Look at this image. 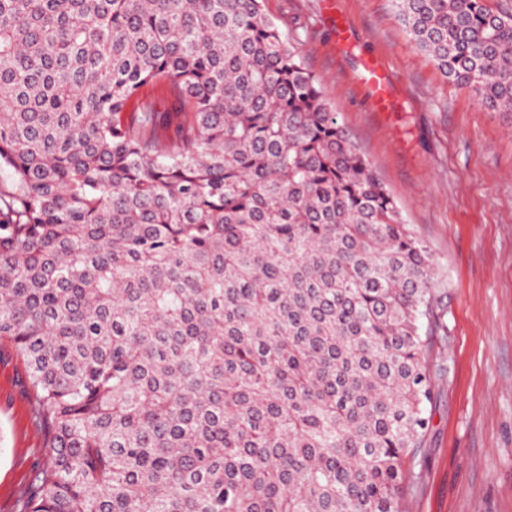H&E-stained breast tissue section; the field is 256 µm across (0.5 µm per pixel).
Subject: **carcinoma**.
Segmentation results:
<instances>
[{
    "mask_svg": "<svg viewBox=\"0 0 512 512\" xmlns=\"http://www.w3.org/2000/svg\"><path fill=\"white\" fill-rule=\"evenodd\" d=\"M392 4L512 111V13ZM433 265L261 0H0V345L45 434L17 512H407Z\"/></svg>",
    "mask_w": 512,
    "mask_h": 512,
    "instance_id": "cac0c4a2",
    "label": "carcinoma"
}]
</instances>
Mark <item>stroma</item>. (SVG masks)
Returning a JSON list of instances; mask_svg holds the SVG:
<instances>
[{"label": "stroma", "mask_w": 512, "mask_h": 512, "mask_svg": "<svg viewBox=\"0 0 512 512\" xmlns=\"http://www.w3.org/2000/svg\"><path fill=\"white\" fill-rule=\"evenodd\" d=\"M262 0L282 31L299 29L304 66L430 248L446 337L429 352L436 394L415 457L409 512H512V112L446 81L395 19L390 0ZM373 57L389 99L373 111L361 79ZM22 357L0 346V512H14L42 459Z\"/></svg>", "instance_id": "1"}]
</instances>
